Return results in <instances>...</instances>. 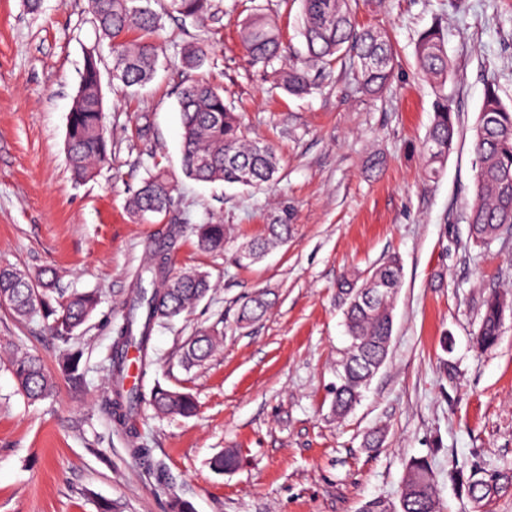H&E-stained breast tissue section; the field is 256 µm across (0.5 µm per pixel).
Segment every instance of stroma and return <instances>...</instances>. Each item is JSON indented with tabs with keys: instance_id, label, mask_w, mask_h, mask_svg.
I'll list each match as a JSON object with an SVG mask.
<instances>
[{
	"instance_id": "35a3bbf8",
	"label": "stroma",
	"mask_w": 512,
	"mask_h": 512,
	"mask_svg": "<svg viewBox=\"0 0 512 512\" xmlns=\"http://www.w3.org/2000/svg\"><path fill=\"white\" fill-rule=\"evenodd\" d=\"M160 16L159 62L141 88L113 78L88 0H0V268L52 269L64 294L93 292L99 303L78 335L84 385L58 373L64 343L41 317L17 321L0 303V512H397L407 462L429 458L439 512H512V308L493 348L474 343L493 292L512 305V238L476 243L465 220L474 198L472 140L487 86L512 105V0H353L356 21L385 28L397 52L382 94L358 89L337 63L309 95L287 94L242 51L237 23L275 19L292 51L303 48L300 0H213L199 22ZM438 26L451 64L445 92L458 135L439 178L427 180L419 146L433 118L432 86L417 73L420 35ZM202 47L187 68L185 48ZM100 53L103 121L112 159L74 182L65 149L67 120L85 57ZM221 86L245 115L250 137L282 159L277 183L250 191L202 183L181 168V88ZM382 166L372 170V159ZM171 175L165 215L131 217L127 201L149 173ZM292 226L287 243L238 265L242 244L266 225ZM229 224L221 252L197 245L196 228ZM174 271L209 272L212 290L191 313L156 328L143 377L191 393L189 418L142 407L138 447L110 425L106 355L112 329L150 247L170 225ZM402 263L386 364L344 419L331 413L337 353L347 344L337 283L389 255ZM270 306L258 321L237 320L257 293ZM221 332L204 364L184 368L178 350L196 331ZM37 354L57 373L54 396L30 404L7 366L13 349ZM381 432L380 445L367 441ZM235 450L238 463L213 470ZM493 481L474 501L453 484L452 466Z\"/></svg>"
}]
</instances>
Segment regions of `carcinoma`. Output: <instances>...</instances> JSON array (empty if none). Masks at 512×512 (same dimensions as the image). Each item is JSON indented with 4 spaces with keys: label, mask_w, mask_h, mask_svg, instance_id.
Here are the masks:
<instances>
[{
    "label": "carcinoma",
    "mask_w": 512,
    "mask_h": 512,
    "mask_svg": "<svg viewBox=\"0 0 512 512\" xmlns=\"http://www.w3.org/2000/svg\"><path fill=\"white\" fill-rule=\"evenodd\" d=\"M351 0H301L305 57L303 62L274 68V62L288 55L279 30L271 18L248 15L238 22L241 45L254 65L272 68L277 84L290 95L301 96L315 89V67L326 69L346 58L354 69L358 88L370 95L382 92L395 74V49L386 32L360 28L350 8ZM92 22L112 42L114 69L123 73L126 87H139L150 81L157 65V47L148 40L122 39L130 29L155 33L160 22L150 8V0H90ZM170 8L182 20L204 18L212 0H170ZM419 74L437 90L433 120L420 153L425 175L439 176L457 133L456 120L442 88L448 80L449 62L438 29L423 33L416 47ZM182 124V171L196 181H223L252 189L277 180L281 160L275 148L247 134L241 113L224 100L221 87L210 82L185 85L179 97ZM99 58L87 54L83 72L69 112L66 152L73 180L90 179L96 168L111 157L102 122ZM473 149L477 158L475 197L468 212L472 237L483 245L498 240L503 229H512V105L505 104L493 86L487 87L474 129ZM173 182L159 172L142 182L129 199L128 210L137 219L152 212L164 213L172 201ZM291 225L269 224L264 236L243 246L238 261H254L264 252L288 240ZM173 226L155 244L150 262L137 274L120 324L113 329L107 361L112 381L110 417L117 432L138 435V411L146 402L155 414L190 417L196 411L193 397L177 389L155 383L149 394L137 385L127 386L130 359L139 353V368L150 365L148 350L155 326L190 312L211 290L210 275L194 270L190 275H170L168 251L179 234ZM198 245L209 252H220L231 239L227 224H200ZM401 286V266L397 256L384 258L368 270L344 278L340 293L346 301L344 312L349 345L336 359V383L331 408L338 418L347 416L361 401L376 372L385 363L393 332V300ZM6 301L13 316L25 321L34 316L52 318L53 334L69 345L62 370L75 384L84 381L81 367L83 349L74 344L76 331L96 308L93 294L63 295L57 292L54 274L46 270L33 278L16 268L0 269V301ZM267 303L258 295L244 304L241 323L264 315ZM504 301L493 293L484 300V314L476 343L483 349L494 347L501 336ZM218 333L201 330L187 339L181 350V363L199 366L214 352ZM9 368L18 392L30 402L53 396L56 379L41 359L17 350L9 357ZM450 479L474 500L490 495L493 484L475 480L464 471L454 470ZM399 512H438L436 476L424 457L408 462L399 494Z\"/></svg>",
    "instance_id": "cac0c4a2"
}]
</instances>
